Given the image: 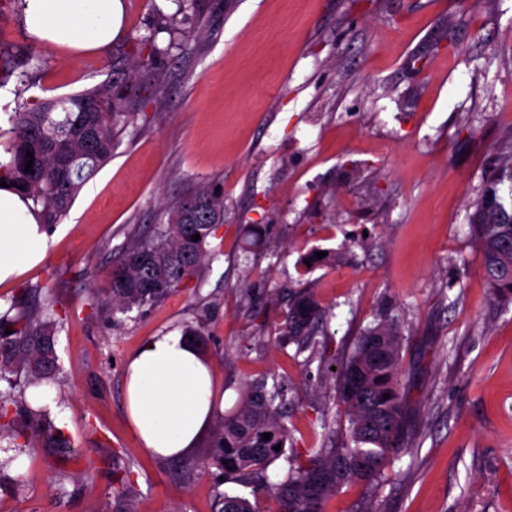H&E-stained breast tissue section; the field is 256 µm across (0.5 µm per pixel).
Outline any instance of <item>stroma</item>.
<instances>
[{
    "label": "stroma",
    "instance_id": "1",
    "mask_svg": "<svg viewBox=\"0 0 512 512\" xmlns=\"http://www.w3.org/2000/svg\"><path fill=\"white\" fill-rule=\"evenodd\" d=\"M108 48L44 49L27 83L0 88V144L15 108L129 75L135 117L110 162L53 232L46 259L0 286L53 289L68 315L47 408L72 453L0 440L24 472L0 512H213L210 438L191 461L140 448L125 413L128 358L150 336L201 328L232 410L247 384L288 381L300 448L348 442L333 379L359 333L397 320L405 451L373 488L325 512H512V303L494 297L466 215L512 151V0H123ZM165 54L136 64L138 42ZM35 40L16 0L0 11V54ZM224 190L226 221L198 275L143 314L113 321L93 302L122 247L202 184ZM312 291L327 317L314 348L280 329ZM97 469L86 473L88 462ZM130 470L133 492L112 488ZM67 481H60V473Z\"/></svg>",
    "mask_w": 512,
    "mask_h": 512
}]
</instances>
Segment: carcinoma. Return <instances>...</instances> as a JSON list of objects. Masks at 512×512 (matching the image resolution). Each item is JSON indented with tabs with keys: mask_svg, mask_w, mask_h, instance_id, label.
Here are the masks:
<instances>
[{
	"mask_svg": "<svg viewBox=\"0 0 512 512\" xmlns=\"http://www.w3.org/2000/svg\"><path fill=\"white\" fill-rule=\"evenodd\" d=\"M133 86L111 80L64 99L26 105L11 116L6 147L10 158L0 162V179L21 186L20 193L38 209L40 224L51 231L66 216L84 185L111 158L123 131L132 122L126 111ZM33 167L25 171L27 152ZM512 155L499 162L468 214L471 235L482 256L483 274L493 295L512 301ZM167 220L151 233L123 248L97 296L112 314L125 315L163 300L196 275L208 257V239L224 224V194L210 185L166 207ZM200 239L193 240L194 235ZM33 288L21 289L0 314V378L21 371L25 385L39 386L59 373L56 333L66 318L62 300L47 289L46 309L28 304ZM314 295L293 299L283 337L303 352L315 345L322 318ZM397 324L378 322L361 333L354 353L338 372L337 391L348 422L349 443L333 442L300 451L281 408L288 404L282 378L251 384L236 408L217 417L211 432V460L224 479L256 480L252 497L234 492L217 496L214 512H259L258 495L273 494L280 512H323L325 500L348 484L371 487L384 475L391 456L404 447L406 406L399 364ZM389 398H384V395ZM270 439H263V434ZM36 451L71 447L65 430L46 409H35L6 393L0 394V438ZM281 450H274L275 446ZM291 454H286V448ZM292 461L288 477L271 483L265 473L282 455Z\"/></svg>",
	"mask_w": 512,
	"mask_h": 512,
	"instance_id": "1",
	"label": "carcinoma"
}]
</instances>
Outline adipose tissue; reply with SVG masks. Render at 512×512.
I'll return each instance as SVG.
<instances>
[{
	"label": "adipose tissue",
	"instance_id": "ef3b65f1",
	"mask_svg": "<svg viewBox=\"0 0 512 512\" xmlns=\"http://www.w3.org/2000/svg\"><path fill=\"white\" fill-rule=\"evenodd\" d=\"M25 27L39 41L72 51H99L122 29L121 0H20ZM51 241L32 203L0 186V284L42 262ZM128 422L141 448L163 458L187 456L224 410L212 364L173 329L148 338L125 374Z\"/></svg>",
	"mask_w": 512,
	"mask_h": 512
}]
</instances>
